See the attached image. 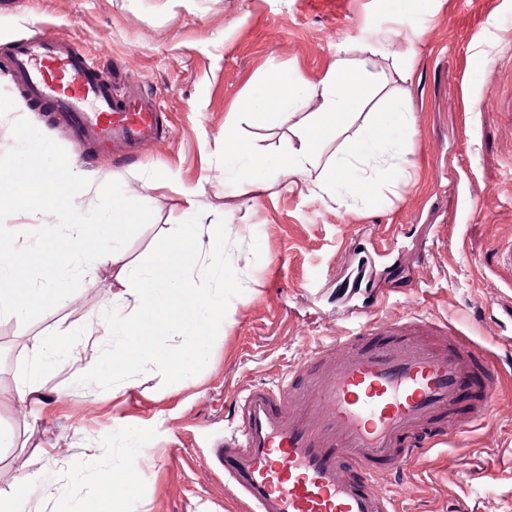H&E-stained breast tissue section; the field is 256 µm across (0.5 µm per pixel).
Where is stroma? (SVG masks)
Here are the masks:
<instances>
[{"instance_id": "1", "label": "stroma", "mask_w": 512, "mask_h": 512, "mask_svg": "<svg viewBox=\"0 0 512 512\" xmlns=\"http://www.w3.org/2000/svg\"><path fill=\"white\" fill-rule=\"evenodd\" d=\"M46 30L159 90L165 133L120 164L0 80V169L36 155L90 186L84 203L95 210L140 196L119 233L127 260L144 267L156 266L171 225L229 220L225 256L250 286L224 285L223 323L189 377L178 361L194 336L148 326L141 332L160 358L90 379L47 369L34 358L47 340L65 346L79 321L98 336L113 309L139 299L119 295L111 264L92 267L89 285L57 263L41 243L51 201L18 191L0 199V225L25 229L34 245L18 283L42 288L61 277L68 288L26 319H0V430L12 438L0 446V496L22 498L23 512H61L88 500L93 480L135 444L145 459L129 477V512H243L209 462L233 424L234 396L351 331L349 310L367 306L387 320L413 312L446 322L486 346L499 370L493 382L477 375L460 406L468 413L493 391L483 423L390 476L400 512H512V348L496 342L512 336V271L499 265L512 244V0H13L0 9V56ZM368 45L375 86L344 134L319 130L320 162L396 101L415 113L419 133L395 187L374 184L372 204L353 212L279 183L259 195L225 186L224 124L242 101L285 80L316 83L337 56L363 58ZM412 45L418 56L403 82L397 63ZM315 108L307 94L243 118L233 145L276 154L292 134L289 112ZM31 378L43 399L25 405L16 388ZM31 476L41 482L29 490Z\"/></svg>"}]
</instances>
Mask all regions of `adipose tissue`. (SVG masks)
<instances>
[{
    "mask_svg": "<svg viewBox=\"0 0 512 512\" xmlns=\"http://www.w3.org/2000/svg\"><path fill=\"white\" fill-rule=\"evenodd\" d=\"M369 65L370 61L366 58H337L313 86L316 111L295 123L287 145L273 159L254 154L229 155V162L237 165L240 177L247 179L253 193L259 194L267 189L268 183L262 171L270 163L275 164L288 190L305 187L320 198L341 206L349 200L356 203L368 201L367 189L376 177L383 176L393 181L401 175L404 167L410 163L417 119L413 113L403 111L397 105L363 126L354 137L346 138L339 145L331 167L322 170L317 167L316 130L325 121L339 122L353 114L360 97L368 89ZM32 165V159H25L17 173L8 176L7 181L11 184L27 181L32 193L59 204L70 222L64 229L55 224L49 226L44 236L66 243L72 259L84 257L88 235H108L112 229L133 217L136 206L129 203L114 206L110 213L97 218H88L80 191L73 185L59 182L54 174L46 170L39 171L36 178H29ZM207 230L212 249L193 268L172 266L160 274L155 269L125 261L124 252L118 246L97 257L98 262L109 260L117 265L115 278L121 288L150 301L149 306L133 307L127 317L113 313L112 335L128 334V318L151 320L157 309L166 310L171 315L170 329H183L197 338L190 354L181 361V372L185 375L190 373L194 360L203 354V341L210 327L221 321L224 315V294L221 290L210 288V279L231 283L238 289L247 285L246 280L224 263V238L230 230L229 224H211ZM0 239L9 243L7 249L0 251V317L22 319L28 317L33 303L50 305L65 296V283L61 280L39 289L17 287L13 272L18 259L29 253L30 246L5 225L0 226ZM104 362L114 371L128 364L127 358L118 356L117 352L88 350L80 338L61 349L48 347L42 357L43 365L69 366L75 368L77 373L88 376L97 375ZM140 455V450H131L117 468L99 477L91 489V496L105 497L106 512H125L127 497L120 488L131 465Z\"/></svg>",
    "mask_w": 512,
    "mask_h": 512,
    "instance_id": "1",
    "label": "adipose tissue"
}]
</instances>
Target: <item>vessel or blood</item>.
<instances>
[{
  "mask_svg": "<svg viewBox=\"0 0 512 512\" xmlns=\"http://www.w3.org/2000/svg\"><path fill=\"white\" fill-rule=\"evenodd\" d=\"M13 83L55 121L96 150L118 156L165 132L155 94L122 89L73 43L50 33L13 42L4 63ZM347 349L329 378L310 373L329 345L274 383L238 397L235 423L213 456L247 512H396L384 491L383 461L400 466L486 418L490 398L466 417L458 406L470 375L491 366L487 351L448 323L411 314L392 323L396 340L364 347L381 321L351 315ZM439 336L444 346L426 344ZM449 427L435 429L436 419Z\"/></svg>",
  "mask_w": 512,
  "mask_h": 512,
  "instance_id": "vessel-or-blood-1",
  "label": "vessel or blood"
}]
</instances>
